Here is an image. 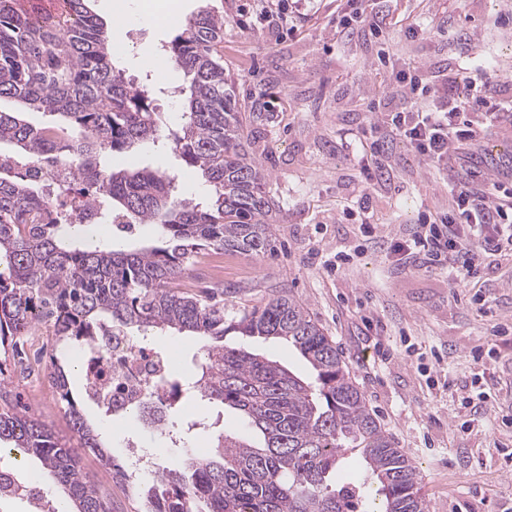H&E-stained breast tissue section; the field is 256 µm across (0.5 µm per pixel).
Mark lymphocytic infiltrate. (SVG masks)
<instances>
[{
	"instance_id": "lymphocytic-infiltrate-1",
	"label": "lymphocytic infiltrate",
	"mask_w": 512,
	"mask_h": 512,
	"mask_svg": "<svg viewBox=\"0 0 512 512\" xmlns=\"http://www.w3.org/2000/svg\"><path fill=\"white\" fill-rule=\"evenodd\" d=\"M397 78L412 104L386 113L381 134L369 145L372 163L362 171L364 186L383 177V159L393 140L405 141L419 162L440 170L450 168L460 150L479 147L496 126L512 124V113L497 99L499 85L512 83L510 77L482 84L466 98L451 86H430L413 66L398 70ZM450 195L448 212L386 245L392 252L418 257L423 265L447 267L452 280L467 283L486 255L512 250V192L486 176L478 182L452 181Z\"/></svg>"
}]
</instances>
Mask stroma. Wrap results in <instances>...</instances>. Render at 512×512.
<instances>
[{"mask_svg": "<svg viewBox=\"0 0 512 512\" xmlns=\"http://www.w3.org/2000/svg\"><path fill=\"white\" fill-rule=\"evenodd\" d=\"M143 0H91L99 20L122 13L112 31L114 61L127 77L155 89L154 108L178 123L188 86L166 46L191 13L214 8L224 16V71L240 103L259 117L248 126L250 150L269 178L267 189L282 218L271 252L234 255L224 271L228 304L263 303L283 286L305 304L335 342L367 403L417 463L428 512H512V256L487 255L479 279L451 285L440 268H424L374 245V237L413 234L426 215L448 209V175L419 163L404 142L388 160L387 181L370 187L373 225L350 211L362 187L361 140L380 113L410 106L393 73L419 67L427 80L452 74L459 94L512 72V0H374L387 17L383 36L364 22L344 31L350 0H175L170 22L142 11ZM423 32L408 35L402 20ZM474 35L461 58L450 27ZM113 169L148 167L176 172L189 197L208 194L200 173L181 163L163 143L112 154ZM146 344L173 351L172 370L182 375L200 356L197 341L150 331ZM279 362L300 378L310 368L281 339L225 336ZM64 368L88 421L107 436L113 458L127 442L155 454L162 466L179 460L159 454L156 430L131 417L104 413L81 397L79 351ZM12 396L74 448L87 478L109 495L115 512H140L134 485L80 447L58 393L39 395L32 378L14 373L11 353H0ZM200 426L188 434L189 452L210 456L211 437L235 429L233 414L218 405L192 403L173 416Z\"/></svg>", "mask_w": 512, "mask_h": 512, "instance_id": "obj_1", "label": "stroma"}]
</instances>
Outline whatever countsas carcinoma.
<instances>
[{"label":"carcinoma","instance_id":"cac0c4a2","mask_svg":"<svg viewBox=\"0 0 512 512\" xmlns=\"http://www.w3.org/2000/svg\"><path fill=\"white\" fill-rule=\"evenodd\" d=\"M59 20L33 18L15 0H0V144L42 159L66 153L76 195L106 203L104 217L158 224L163 245L137 250L98 243L74 246L81 225L49 204L45 191L22 176H0V345L45 330L59 355L45 370L66 402V414L103 466L111 454L77 408L64 368L71 348L88 349L99 332L173 330L202 343V357L181 377L193 397L217 403L263 442L223 431L213 453L162 469L139 489L143 512H426L420 471L381 426L335 342L309 309L284 289L250 309L234 310L215 295L189 294L195 257L209 249L260 255L271 251L276 212L268 173L243 140L249 117L224 77V16L191 15L168 45L189 78L182 121L165 124L153 91L112 61V39L89 0H66ZM53 120L38 127L22 115ZM167 140L212 187L202 201L183 198L161 170H112L109 157ZM291 343L310 367V380L224 336ZM0 368V445L36 458L73 504V512H112L111 500L87 481L69 448L42 420L19 410ZM172 403L132 406L160 435ZM356 451L374 497L362 485L336 484L337 468Z\"/></svg>","mask_w":512,"mask_h":512}]
</instances>
